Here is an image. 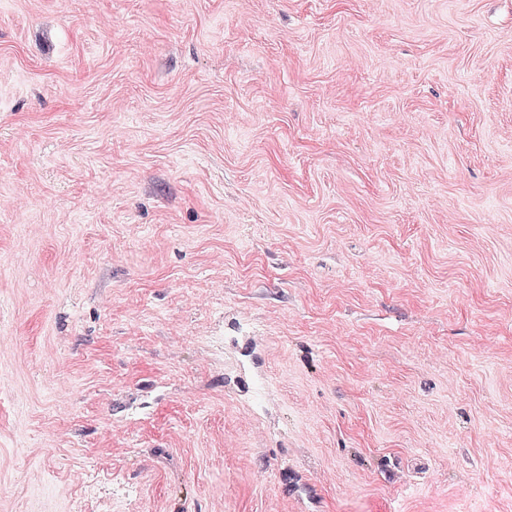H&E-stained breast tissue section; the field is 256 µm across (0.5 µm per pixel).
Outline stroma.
Wrapping results in <instances>:
<instances>
[{"label": "stroma", "instance_id": "1", "mask_svg": "<svg viewBox=\"0 0 512 512\" xmlns=\"http://www.w3.org/2000/svg\"><path fill=\"white\" fill-rule=\"evenodd\" d=\"M512 512V0H0V512Z\"/></svg>", "mask_w": 512, "mask_h": 512}]
</instances>
